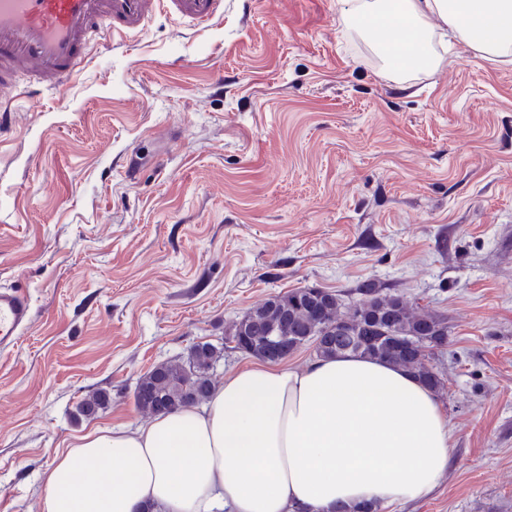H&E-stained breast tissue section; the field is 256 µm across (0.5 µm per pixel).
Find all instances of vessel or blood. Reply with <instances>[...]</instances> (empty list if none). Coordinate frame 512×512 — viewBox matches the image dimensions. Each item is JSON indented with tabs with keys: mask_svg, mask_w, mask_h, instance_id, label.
<instances>
[{
	"mask_svg": "<svg viewBox=\"0 0 512 512\" xmlns=\"http://www.w3.org/2000/svg\"><path fill=\"white\" fill-rule=\"evenodd\" d=\"M223 13L224 0H0V112L21 97L65 93L102 33L136 36L160 15L205 27ZM31 320L28 297L0 289V348Z\"/></svg>",
	"mask_w": 512,
	"mask_h": 512,
	"instance_id": "obj_1",
	"label": "vessel or blood"
}]
</instances>
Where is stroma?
Listing matches in <instances>:
<instances>
[{
    "instance_id": "1",
    "label": "stroma",
    "mask_w": 512,
    "mask_h": 512,
    "mask_svg": "<svg viewBox=\"0 0 512 512\" xmlns=\"http://www.w3.org/2000/svg\"><path fill=\"white\" fill-rule=\"evenodd\" d=\"M450 54L403 84L340 0H225L202 31L102 35L65 97L0 112V288L33 314L0 350V512H41L77 437L145 422L155 365L369 278L448 323L450 466L380 512H512V56Z\"/></svg>"
}]
</instances>
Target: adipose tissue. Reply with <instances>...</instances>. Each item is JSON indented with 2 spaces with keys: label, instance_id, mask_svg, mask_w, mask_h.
I'll return each instance as SVG.
<instances>
[{
  "label": "adipose tissue",
  "instance_id": "obj_1",
  "mask_svg": "<svg viewBox=\"0 0 512 512\" xmlns=\"http://www.w3.org/2000/svg\"><path fill=\"white\" fill-rule=\"evenodd\" d=\"M397 78L437 68L435 38L512 54V0H346ZM433 392L401 368L340 355L256 362L200 407L94 429L43 475L42 512H357L424 498L451 459Z\"/></svg>",
  "mask_w": 512,
  "mask_h": 512
}]
</instances>
